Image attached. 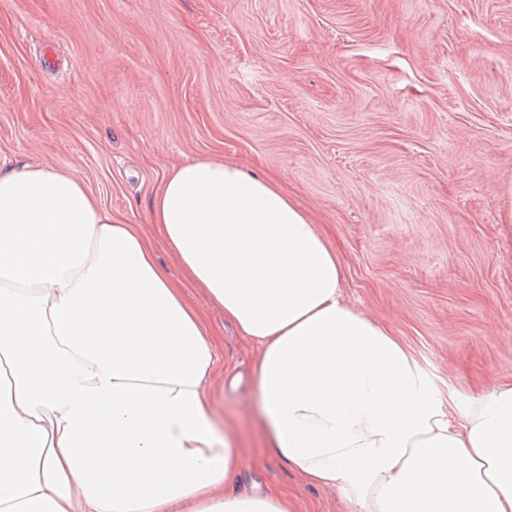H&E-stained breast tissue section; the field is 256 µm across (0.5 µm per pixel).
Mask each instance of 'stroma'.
<instances>
[{"label": "stroma", "instance_id": "1", "mask_svg": "<svg viewBox=\"0 0 512 512\" xmlns=\"http://www.w3.org/2000/svg\"><path fill=\"white\" fill-rule=\"evenodd\" d=\"M277 182L336 248L344 296L467 404L512 380V0H0V165L76 172L147 236L165 172ZM183 286L218 342L217 413L262 488L349 512L254 426L258 345Z\"/></svg>", "mask_w": 512, "mask_h": 512}]
</instances>
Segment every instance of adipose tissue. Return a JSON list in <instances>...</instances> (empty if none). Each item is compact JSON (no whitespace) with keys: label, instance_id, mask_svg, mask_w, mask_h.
I'll return each mask as SVG.
<instances>
[{"label":"adipose tissue","instance_id":"adipose-tissue-1","mask_svg":"<svg viewBox=\"0 0 512 512\" xmlns=\"http://www.w3.org/2000/svg\"><path fill=\"white\" fill-rule=\"evenodd\" d=\"M192 288L260 347L255 433L353 512H512V381L459 405L343 297L309 213L232 160L149 206ZM156 244V245H159ZM73 171L0 167V512H296L228 488L206 320Z\"/></svg>","mask_w":512,"mask_h":512}]
</instances>
